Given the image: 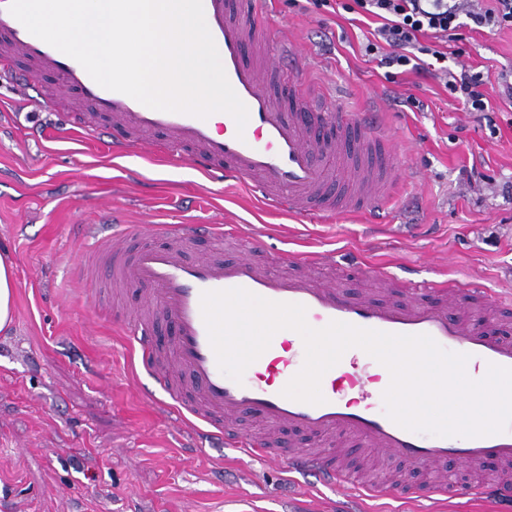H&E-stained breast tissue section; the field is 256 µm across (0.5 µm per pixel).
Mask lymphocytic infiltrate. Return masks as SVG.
<instances>
[{"label": "lymphocytic infiltrate", "mask_w": 512, "mask_h": 512, "mask_svg": "<svg viewBox=\"0 0 512 512\" xmlns=\"http://www.w3.org/2000/svg\"><path fill=\"white\" fill-rule=\"evenodd\" d=\"M347 12L379 18L370 52L387 45L381 64L424 76L443 72L451 93L457 94L465 111L488 112L492 106L481 73L463 67L448 68V55L440 43L454 39L463 26L473 29L512 28V0H352Z\"/></svg>", "instance_id": "obj_1"}]
</instances>
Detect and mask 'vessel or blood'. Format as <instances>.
<instances>
[{"instance_id": "obj_1", "label": "vessel or blood", "mask_w": 512, "mask_h": 512, "mask_svg": "<svg viewBox=\"0 0 512 512\" xmlns=\"http://www.w3.org/2000/svg\"><path fill=\"white\" fill-rule=\"evenodd\" d=\"M0 0V77L31 87L39 74L56 77L57 96L77 97L99 123L81 126L101 137L112 156L132 147L165 160L188 159L210 182H234L267 207L295 217L371 215L383 212L403 176L399 151L373 112H350L339 92L315 94L306 63L287 34L272 25L260 0H203L207 27L227 79L249 113L237 127L224 112L201 119L151 109L128 95L98 85L73 58L32 35ZM155 244L130 247L133 226L98 236L102 279L142 291L141 317L131 326L138 365L169 396L181 431L222 438L225 445L290 472L317 476L347 501L410 496L449 502L466 497L512 503V480L460 486L448 468L478 470L512 463V429L481 437L436 436L406 430L385 413L389 370L359 348L347 350L321 379L324 403L283 396L305 359L302 337L278 331L242 382L224 375L210 345L201 311L206 291L243 288L265 299L304 305L316 329L345 322L381 332L431 336L443 349L467 355L466 373L482 379L489 365L512 368V337L494 329L492 315L512 314V292L469 289L470 306L457 283L401 279L404 302L370 298L318 279L312 269L335 264L334 255L289 254L299 270L274 275L251 251L228 259L189 256L187 244L222 232L215 224L150 226ZM253 418L298 436L343 434L380 455L436 473L429 486L407 492L383 479L355 482L324 451L298 443L242 434L236 423Z\"/></svg>"}]
</instances>
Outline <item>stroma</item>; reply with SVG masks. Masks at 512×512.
I'll return each mask as SVG.
<instances>
[{"label":"stroma","instance_id":"35a3bbf8","mask_svg":"<svg viewBox=\"0 0 512 512\" xmlns=\"http://www.w3.org/2000/svg\"><path fill=\"white\" fill-rule=\"evenodd\" d=\"M287 26L314 86L381 113L406 175L384 222L310 221L265 211L241 186L140 149L112 157L68 131L47 101L0 80V255L15 272L13 324L0 331V512H348L331 489L225 447L178 436L176 413L136 373L119 321L131 290L98 292L80 270L94 233L128 225L235 224L257 235L273 271L284 252L332 253L380 269L512 290V112L498 76L512 30L462 28L461 63L483 73L493 124L464 112L443 82L387 79L366 45L372 21L309 0H265Z\"/></svg>","mask_w":512,"mask_h":512}]
</instances>
